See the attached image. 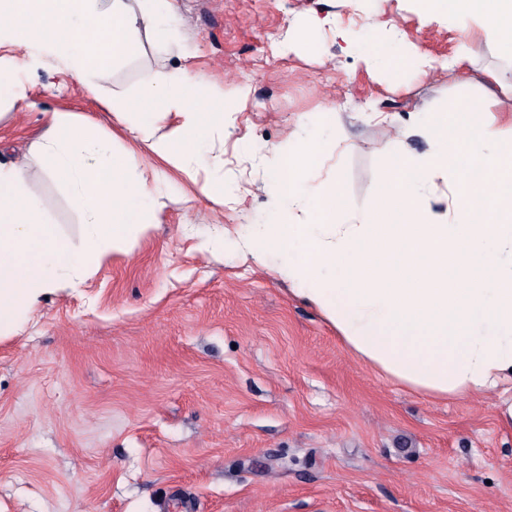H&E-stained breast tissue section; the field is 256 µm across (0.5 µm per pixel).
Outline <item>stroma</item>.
Here are the masks:
<instances>
[{
  "label": "stroma",
  "mask_w": 512,
  "mask_h": 512,
  "mask_svg": "<svg viewBox=\"0 0 512 512\" xmlns=\"http://www.w3.org/2000/svg\"><path fill=\"white\" fill-rule=\"evenodd\" d=\"M173 2L172 41L140 29L97 93L61 63L24 65L28 98L0 117V160L28 162V190L72 247L82 219L31 160L52 113L94 122L134 173H165L145 235L0 335V512H512L502 390L447 400L397 383L238 247L269 221L281 153L307 137L323 145L307 185L342 180L356 211L380 192L386 141L423 111L476 103L511 129L512 58L472 20H425L415 0ZM371 32L402 69H368ZM183 70L227 109L192 178L108 105L147 73ZM211 179L225 207L202 193Z\"/></svg>",
  "instance_id": "35a3bbf8"
}]
</instances>
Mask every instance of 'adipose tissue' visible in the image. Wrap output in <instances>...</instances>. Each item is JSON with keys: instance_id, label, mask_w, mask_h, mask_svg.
<instances>
[{"instance_id": "ef3b65f1", "label": "adipose tissue", "mask_w": 512, "mask_h": 512, "mask_svg": "<svg viewBox=\"0 0 512 512\" xmlns=\"http://www.w3.org/2000/svg\"><path fill=\"white\" fill-rule=\"evenodd\" d=\"M170 0H0V44L23 50L32 66L65 64L87 88L133 48L139 27L172 38ZM426 20L467 16L488 42L512 57V0H422ZM199 79L149 75L138 97L115 104L132 115L130 133L146 138L158 116L177 119L151 141L162 160L182 166L224 125L226 108L200 94ZM478 108L429 114L416 135L431 151L403 144L386 152L377 200L340 222L341 182L303 192L322 159L308 139L283 154L268 191L304 217L282 223L273 212L246 251L316 306L355 357L398 383L439 397L480 395L512 384V135L501 136ZM494 150H487V143ZM446 185L436 195L438 185Z\"/></svg>"}]
</instances>
